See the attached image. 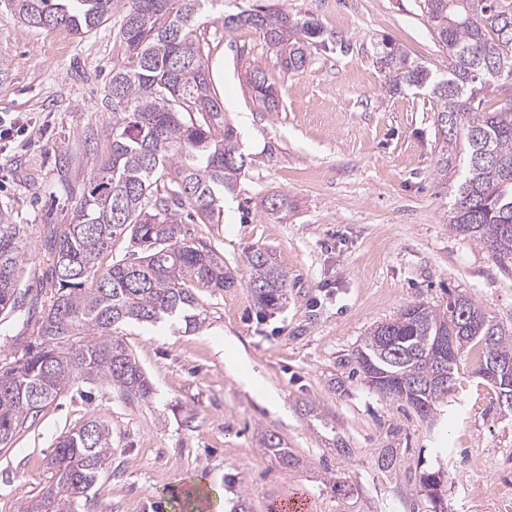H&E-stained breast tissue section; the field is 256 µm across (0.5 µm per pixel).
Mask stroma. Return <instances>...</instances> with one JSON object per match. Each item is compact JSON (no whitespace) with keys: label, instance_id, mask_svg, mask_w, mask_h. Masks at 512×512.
<instances>
[{"label":"stroma","instance_id":"obj_1","mask_svg":"<svg viewBox=\"0 0 512 512\" xmlns=\"http://www.w3.org/2000/svg\"><path fill=\"white\" fill-rule=\"evenodd\" d=\"M263 6L316 22L320 43L303 72H281L254 30L201 28L211 86L247 166L224 198V221L186 217L193 238L232 269L260 250L288 274V299L260 311L246 283L198 289L206 320L186 333L125 324L116 334L154 384L146 402L104 387L48 404L0 452V512H26L47 484L58 437L87 412L112 429V454L83 512H183L167 501L181 481L209 484L210 512H268L301 494L308 512H434L420 476L446 467L445 512H512V411L466 352L430 418L353 375L371 328L405 305L442 308L465 294L512 327V270L485 245L448 228L450 185L436 162L442 137L424 92L390 94L376 48L391 39L439 67L446 52L420 0H225V13ZM278 85L279 108L259 104L253 69ZM112 26L76 37L20 21L0 0V114L28 125L0 147V211L34 245L25 284L51 263L47 224H68L112 141L107 81ZM288 209L269 215L272 196ZM35 321L0 315V363L20 357ZM275 395L277 409L266 404ZM276 432L298 458L283 469L260 438Z\"/></svg>","mask_w":512,"mask_h":512}]
</instances>
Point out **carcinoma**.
I'll list each match as a JSON object with an SVG mask.
<instances>
[{
	"mask_svg": "<svg viewBox=\"0 0 512 512\" xmlns=\"http://www.w3.org/2000/svg\"><path fill=\"white\" fill-rule=\"evenodd\" d=\"M434 35L446 50L444 69H432L402 46L383 41L376 60L392 93L428 88L443 145L437 171L461 168L449 202V230L484 243L503 268L512 267V98L501 104L484 89L512 82V3L506 0H422ZM224 0H15L29 26L87 34L112 21L121 51L112 61L107 99L112 108L110 152L85 183L74 222L46 228L53 264L41 288H52L34 344L0 366V450L49 403L82 384L104 385L146 401L152 384L114 335L130 322L182 321L196 329L204 309L194 292H222L237 275L215 247L185 230L187 205L219 223L224 192L247 165L224 104L213 95L198 30ZM248 27L276 52L280 69L298 73L309 62L318 24L263 7L224 16L227 30ZM250 84L265 110L279 108L272 76L256 69ZM127 243L126 257L104 268L101 255ZM32 242L22 224L0 212V312L24 307L22 274ZM247 287L260 308L288 298V273L261 250L246 259ZM481 351L480 373L512 394V375L489 368L492 353L512 364V331L471 297L457 294L446 308L408 305L374 327L356 349V373L379 394L430 416L448 394L461 354ZM263 444L292 468L296 458L273 431ZM112 451V430L100 416L60 436L48 460L50 481L27 512H80ZM445 472L420 482L442 505Z\"/></svg>",
	"mask_w": 512,
	"mask_h": 512,
	"instance_id": "carcinoma-1",
	"label": "carcinoma"
}]
</instances>
